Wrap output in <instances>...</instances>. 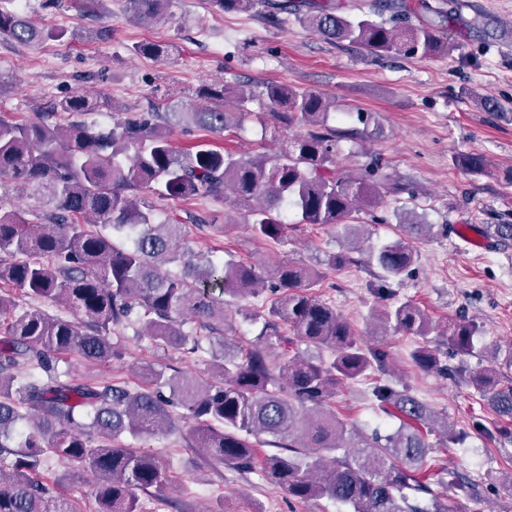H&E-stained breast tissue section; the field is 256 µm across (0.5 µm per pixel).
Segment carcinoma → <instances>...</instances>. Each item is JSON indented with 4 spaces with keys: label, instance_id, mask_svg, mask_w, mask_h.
I'll use <instances>...</instances> for the list:
<instances>
[{
    "label": "carcinoma",
    "instance_id": "carcinoma-1",
    "mask_svg": "<svg viewBox=\"0 0 512 512\" xmlns=\"http://www.w3.org/2000/svg\"><path fill=\"white\" fill-rule=\"evenodd\" d=\"M169 0H123L135 20L158 21ZM208 0L220 13L270 7L273 20L295 15L305 27L333 42L347 41L371 56L427 58L441 50L440 29L448 12L423 4L432 17L412 25L399 14L388 21L379 0L350 19L333 3L307 0ZM0 34L20 44L76 39V32L45 29L22 12L0 7ZM133 51L163 60L165 44L145 42ZM240 107L266 105L273 133L284 134L275 156L245 157L204 145L180 153L172 145L171 120L183 132L222 134L239 125ZM97 101L82 90L55 103V111L16 122L0 116V181L9 180L46 204L40 222L0 206V284L21 293L24 304L0 289V512H75L61 492L65 478L49 483L37 473L46 456L91 477L94 512H145L139 493L165 483L161 459L120 443L163 435L176 421L192 423L190 434L214 464L243 473L256 469L288 497H326L345 512H455L448 498L431 489V477L456 496L478 487L452 471L427 466L435 432L446 445L468 432L448 427L406 386L388 377L391 356L364 344L350 323L318 293L320 272L283 262L271 270L233 259L216 261L193 250L186 225L174 217L155 222L148 198L190 203L222 200L240 210L239 223L253 236L279 241L295 210L304 224H343L357 206L374 204L379 188L393 196L406 187L373 163L358 177L336 168L337 145L367 136L368 112L357 113L361 129L325 127L322 96L284 84L260 91L221 84L204 89L183 112H146L112 122L61 123V116L85 115ZM296 130L293 135L288 131ZM101 225L112 234L94 229ZM413 240L428 237L429 224L399 219ZM486 237L512 244V224H491ZM417 249L399 238L369 248L381 270L370 289L374 319L385 329L417 339L410 361L426 372L466 376L503 416L512 417V385L499 386L496 371L464 370L443 364L432 335L448 336L464 357L491 353L500 369L512 367V347L480 342L479 325L461 317L443 325L412 300L398 301L389 282L412 272ZM176 264L179 272L169 266ZM266 295L250 314L263 320L256 344L244 349L228 336L231 312L224 297ZM58 305L51 315L40 303ZM194 328L185 330L187 323ZM188 354H209L208 377L146 365L138 380L93 383L72 370L59 371L64 357L82 363L121 361L126 349L118 328ZM288 330L285 335L282 330ZM279 348L275 357L269 350ZM371 381L368 398L384 416L396 419L385 435L369 438L336 415L340 387ZM279 452L258 457L256 444Z\"/></svg>",
    "mask_w": 512,
    "mask_h": 512
}]
</instances>
